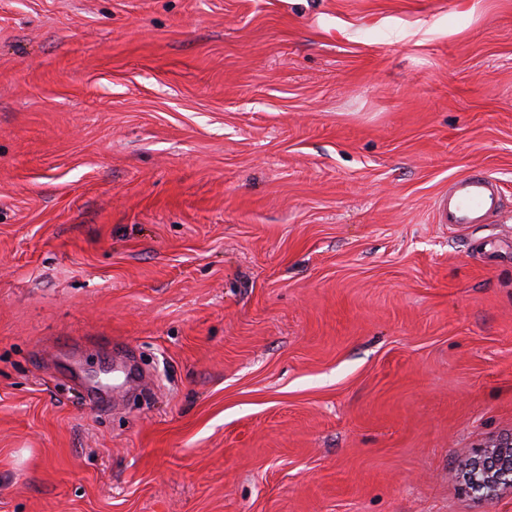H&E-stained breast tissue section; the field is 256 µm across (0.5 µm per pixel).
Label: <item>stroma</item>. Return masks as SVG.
<instances>
[{
	"mask_svg": "<svg viewBox=\"0 0 512 512\" xmlns=\"http://www.w3.org/2000/svg\"><path fill=\"white\" fill-rule=\"evenodd\" d=\"M511 433L512 0H0V512H512ZM434 205L440 224H493L503 212V194L494 177L484 171H472L449 181L448 192ZM466 472L457 479L465 489L486 502L512 491V433L484 444Z\"/></svg>",
	"mask_w": 512,
	"mask_h": 512,
	"instance_id": "stroma-1",
	"label": "stroma"
}]
</instances>
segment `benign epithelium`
<instances>
[{
	"label": "benign epithelium",
	"instance_id": "1",
	"mask_svg": "<svg viewBox=\"0 0 512 512\" xmlns=\"http://www.w3.org/2000/svg\"><path fill=\"white\" fill-rule=\"evenodd\" d=\"M457 479L479 499L491 502L512 491V435L488 442Z\"/></svg>",
	"mask_w": 512,
	"mask_h": 512
}]
</instances>
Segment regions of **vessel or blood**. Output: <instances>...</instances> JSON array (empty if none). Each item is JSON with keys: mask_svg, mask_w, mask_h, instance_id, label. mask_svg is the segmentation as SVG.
Segmentation results:
<instances>
[{"mask_svg": "<svg viewBox=\"0 0 512 512\" xmlns=\"http://www.w3.org/2000/svg\"><path fill=\"white\" fill-rule=\"evenodd\" d=\"M503 194L497 180L483 171L455 177L435 201L438 223L453 226L491 224L501 214Z\"/></svg>", "mask_w": 512, "mask_h": 512, "instance_id": "1", "label": "vessel or blood"}]
</instances>
